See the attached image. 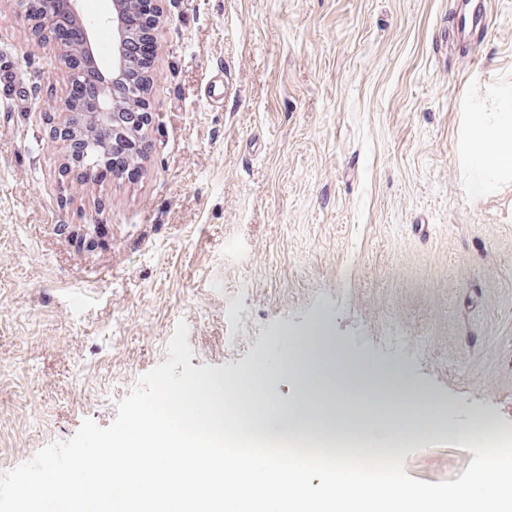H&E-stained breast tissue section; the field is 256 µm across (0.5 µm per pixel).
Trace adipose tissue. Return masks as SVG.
I'll return each mask as SVG.
<instances>
[{
  "mask_svg": "<svg viewBox=\"0 0 512 512\" xmlns=\"http://www.w3.org/2000/svg\"><path fill=\"white\" fill-rule=\"evenodd\" d=\"M472 123L482 130L477 158L493 171L512 173V114L487 131L481 113L473 114ZM286 367L300 376L301 383L299 405L285 413V423L315 408L327 420H335L342 394L331 389L325 367L301 358L288 361ZM155 401L175 421L193 424L198 434L220 438L261 426L268 416L249 376L178 385L163 380ZM131 426L128 441L88 457L79 477L58 474L33 484L25 504L79 503L84 512L109 503L118 512H224L225 500L232 498L240 512H265L270 502L277 512H512V465L501 461L488 462L463 485L410 490L398 477L378 475L361 481L331 470L314 477L268 458L215 457L139 413ZM146 485L155 490L149 503L140 495Z\"/></svg>",
  "mask_w": 512,
  "mask_h": 512,
  "instance_id": "obj_1",
  "label": "adipose tissue"
}]
</instances>
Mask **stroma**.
I'll use <instances>...</instances> for the list:
<instances>
[{
	"instance_id": "stroma-1",
	"label": "stroma",
	"mask_w": 512,
	"mask_h": 512,
	"mask_svg": "<svg viewBox=\"0 0 512 512\" xmlns=\"http://www.w3.org/2000/svg\"><path fill=\"white\" fill-rule=\"evenodd\" d=\"M481 12L462 37L461 0H162L140 172L87 180L51 136L60 52L0 0V512L128 440L159 379L293 407L278 359L318 329L512 436V176L474 197L468 164L472 114L512 113V0ZM392 460L415 489L481 466L444 431Z\"/></svg>"
}]
</instances>
